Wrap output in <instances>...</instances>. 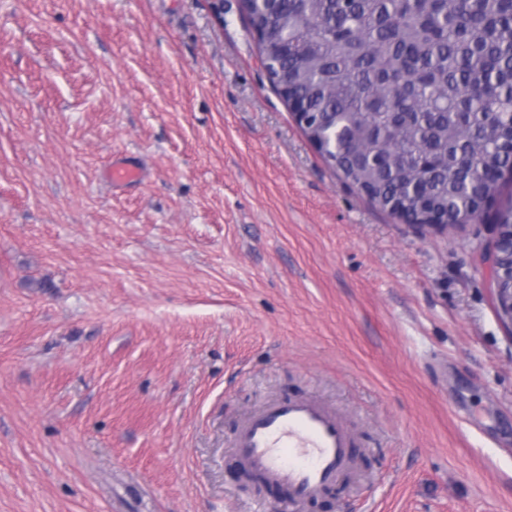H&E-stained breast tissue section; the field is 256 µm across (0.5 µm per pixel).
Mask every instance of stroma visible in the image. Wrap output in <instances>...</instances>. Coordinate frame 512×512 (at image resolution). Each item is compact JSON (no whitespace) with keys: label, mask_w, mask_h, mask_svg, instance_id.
<instances>
[{"label":"stroma","mask_w":512,"mask_h":512,"mask_svg":"<svg viewBox=\"0 0 512 512\" xmlns=\"http://www.w3.org/2000/svg\"><path fill=\"white\" fill-rule=\"evenodd\" d=\"M510 197L439 228L372 205L240 0H0V512H512L480 256ZM306 396L358 469L298 509L231 435ZM108 177L115 185L129 184L142 179V170L123 159H114L108 171Z\"/></svg>","instance_id":"stroma-1"}]
</instances>
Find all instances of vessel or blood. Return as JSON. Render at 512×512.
Returning a JSON list of instances; mask_svg holds the SVG:
<instances>
[{
	"label": "vessel or blood",
	"mask_w": 512,
	"mask_h": 512,
	"mask_svg": "<svg viewBox=\"0 0 512 512\" xmlns=\"http://www.w3.org/2000/svg\"><path fill=\"white\" fill-rule=\"evenodd\" d=\"M108 176L124 185L141 180L142 171L116 159ZM233 446L242 465L290 487L297 505L320 499L357 467L353 435L342 417L312 399L269 402L236 428Z\"/></svg>",
	"instance_id": "obj_1"
}]
</instances>
